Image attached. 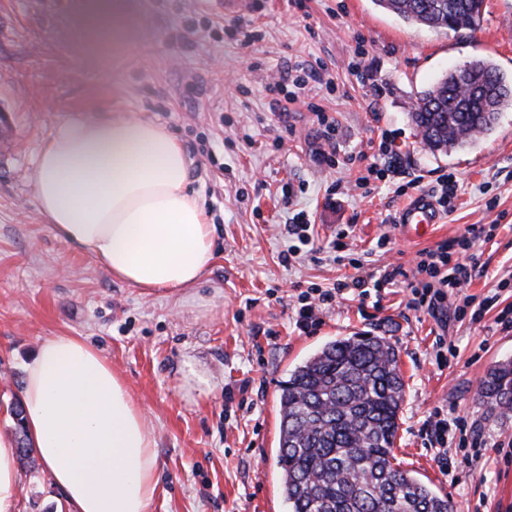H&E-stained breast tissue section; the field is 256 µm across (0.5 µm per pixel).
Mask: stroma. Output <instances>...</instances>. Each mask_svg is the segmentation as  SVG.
I'll list each match as a JSON object with an SVG mask.
<instances>
[{"instance_id":"1","label":"stroma","mask_w":512,"mask_h":512,"mask_svg":"<svg viewBox=\"0 0 512 512\" xmlns=\"http://www.w3.org/2000/svg\"><path fill=\"white\" fill-rule=\"evenodd\" d=\"M84 0H0V433H13L10 405L23 369L47 336H79L97 349L138 399L156 436L161 492L153 512H289L275 466L279 385L325 343L367 332L395 346L405 381L395 466L447 495L454 512H512V463L496 444L512 440V414L479 396L487 370L512 359V333L499 310L512 307V108L488 135L442 154L425 147L411 122L418 91L476 57L512 74V0H486L472 33H436L408 24L373 0H251L246 13L213 0H135V33L124 45L90 53L77 32ZM254 40L243 45L244 33ZM364 43V76L349 62ZM324 62L334 92L316 98L336 119L337 157L366 149L389 129L409 171L433 182L454 174L452 212L423 238L394 222L409 197L394 185H355L359 167L331 169L327 146L302 103L287 119L272 112L268 85L297 62ZM131 116L171 133L192 161L189 187L213 226L214 257L189 288L146 291L112 276L42 221L30 182L35 158L56 123ZM336 193L328 187L335 180ZM297 188L291 205L283 186ZM315 222L317 256L291 265L294 212ZM472 224L492 226L478 242L483 268L451 296L481 302L498 294L480 323L438 325L407 309L404 284L386 289L380 309L348 295L313 334L295 327L293 283L325 287L353 277L328 246L349 228L355 251L389 234L378 265L412 268L422 250ZM453 345L437 364L432 344ZM437 407L466 417L487 451L464 461L459 434L440 448L423 424ZM457 462L441 472L440 453ZM18 512H67L65 494L44 464L19 466Z\"/></svg>"}]
</instances>
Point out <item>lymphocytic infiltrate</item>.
Listing matches in <instances>:
<instances>
[{
    "label": "lymphocytic infiltrate",
    "mask_w": 512,
    "mask_h": 512,
    "mask_svg": "<svg viewBox=\"0 0 512 512\" xmlns=\"http://www.w3.org/2000/svg\"><path fill=\"white\" fill-rule=\"evenodd\" d=\"M324 84L327 91H334L333 81L325 80L321 69L304 64L295 65L292 74L275 81L271 89L275 96L271 102L272 111L287 115L288 106L297 102L304 95L309 82ZM375 153L358 152L345 159H337L335 152H322V160L330 168L352 167L363 163L364 173L358 179L359 186L365 187L371 181H395L397 195H407L410 189L418 187L419 177L409 176L404 171L396 141L388 132H380ZM483 230L478 225H471L466 232L452 243H440L436 248L420 252L413 269L403 265H391L383 273H376L370 252H362L349 258L348 264L356 275L351 282H336L331 286L315 287L300 293L299 307L296 310L295 326L301 332H310L318 327L324 314L338 306L347 286H355L360 299H367L371 294H382L388 286L404 281L409 290L407 306L413 310L426 312L438 320H446L448 314L470 317L477 322L482 318L481 310H468L464 306H449L448 297L454 290L469 284L472 275L479 267V256L474 250L476 241L480 240Z\"/></svg>",
    "instance_id": "obj_1"
}]
</instances>
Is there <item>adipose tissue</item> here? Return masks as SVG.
<instances>
[{"instance_id":"obj_1","label":"adipose tissue","mask_w":512,"mask_h":512,"mask_svg":"<svg viewBox=\"0 0 512 512\" xmlns=\"http://www.w3.org/2000/svg\"><path fill=\"white\" fill-rule=\"evenodd\" d=\"M133 0H86L91 47L132 35ZM190 161L162 127L125 116L56 124L35 165L39 215L112 275L146 290L195 284L213 258L212 226L190 190ZM25 426L69 512H153L154 430L123 379L77 336H48L26 364ZM16 446L0 434V512H18Z\"/></svg>"}]
</instances>
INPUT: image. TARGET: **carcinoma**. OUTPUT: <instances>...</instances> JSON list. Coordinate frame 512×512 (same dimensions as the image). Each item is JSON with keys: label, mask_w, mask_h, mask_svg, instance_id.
<instances>
[{"label": "carcinoma", "mask_w": 512, "mask_h": 512, "mask_svg": "<svg viewBox=\"0 0 512 512\" xmlns=\"http://www.w3.org/2000/svg\"><path fill=\"white\" fill-rule=\"evenodd\" d=\"M404 21L435 31H474L483 0H375ZM476 81L495 88L493 108L453 81L419 92L411 113L422 142L433 152L462 147L489 133L512 105V79L486 59L471 64ZM405 382L396 349L385 338L355 334L324 345L280 385L276 465L290 512H453L439 495L393 465ZM480 398L512 411V360L487 373ZM12 415L19 452H32Z\"/></svg>", "instance_id": "obj_1"}]
</instances>
